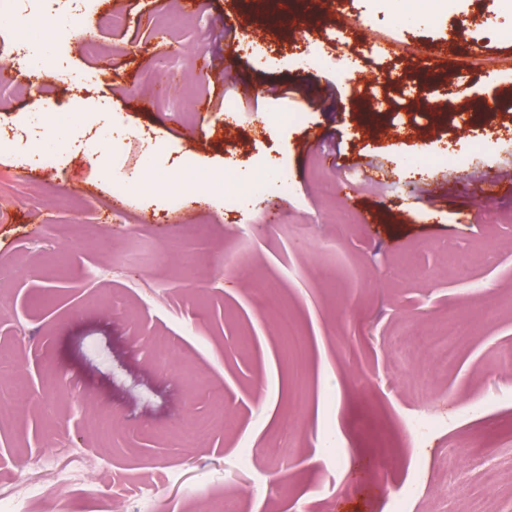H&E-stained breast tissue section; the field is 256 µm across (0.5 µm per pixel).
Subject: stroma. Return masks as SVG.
Returning <instances> with one entry per match:
<instances>
[{
	"label": "stroma",
	"instance_id": "stroma-1",
	"mask_svg": "<svg viewBox=\"0 0 512 512\" xmlns=\"http://www.w3.org/2000/svg\"><path fill=\"white\" fill-rule=\"evenodd\" d=\"M200 2L195 20L176 26L172 0H102L101 12L123 22L97 23L94 50L71 43L69 94L30 79L0 34V347L17 358L0 390L29 402L0 422V490L73 448L105 457L134 486L176 472L156 488L153 512H187L202 495L235 500L237 512H393L406 486L409 512H470L480 499L512 512V367L500 362L512 346V191L463 190L512 177V73L441 69L423 81L419 58L367 53L393 35L496 56L512 50L500 35L512 28V0H447L441 17L408 26L395 23L394 0L341 10L325 0L287 33L262 29L243 0ZM318 42L334 68L308 61ZM358 57L362 101L343 77ZM88 72L100 75L89 91ZM385 94L390 110L370 112L368 97ZM36 105L71 121L45 131ZM283 112L304 120L280 124ZM191 128L202 136L188 137ZM39 144L59 148L57 170L29 164ZM425 153L456 161L409 165ZM259 161L264 191L225 206V171L244 184ZM185 162L212 182L185 181ZM159 171L168 182L140 193L136 180ZM284 174L289 197L277 192ZM323 177L352 182L354 201H322ZM408 262L417 274L397 277ZM283 311L307 343L303 359L279 332ZM460 321L471 334L454 364L434 370L412 354L392 378L395 336ZM159 337L176 345V362L155 357ZM426 369L429 390L417 381ZM49 371L71 401L44 399ZM220 409L235 429L186 454L173 428ZM105 412L109 437L88 434L85 423ZM284 414L296 420L285 437ZM416 414L444 425L410 437ZM330 432L347 465L327 455ZM283 440L297 459L286 472L274 455ZM457 467L469 471L464 495L445 483Z\"/></svg>",
	"mask_w": 512,
	"mask_h": 512
}]
</instances>
